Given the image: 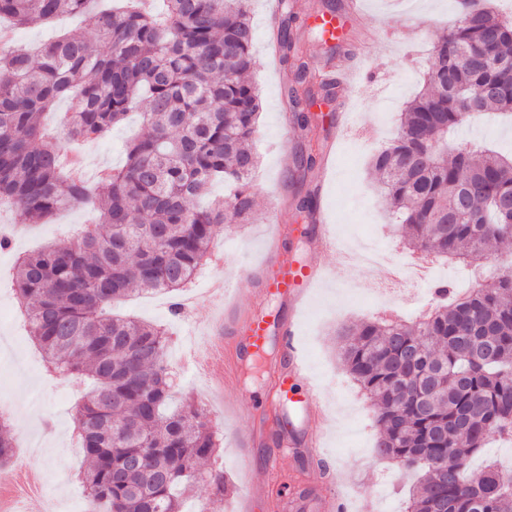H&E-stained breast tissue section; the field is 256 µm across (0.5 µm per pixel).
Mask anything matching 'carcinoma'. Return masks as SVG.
<instances>
[{"instance_id":"cac0c4a2","label":"carcinoma","mask_w":512,"mask_h":512,"mask_svg":"<svg viewBox=\"0 0 512 512\" xmlns=\"http://www.w3.org/2000/svg\"><path fill=\"white\" fill-rule=\"evenodd\" d=\"M93 0H0V21L48 24ZM118 0L95 12L83 37L31 53L0 52V205L46 220L79 206L86 185L64 171L65 150L101 138L139 110L123 167L97 194L98 221L18 259L12 289L47 371L90 384L76 433L80 480L96 512H183L202 482L223 501L221 440L206 410L173 402L166 330L107 313L134 291H180L211 255L224 223L251 224V150L261 98L249 0ZM501 0H457L456 24L434 44L424 89L395 137L372 156L395 223L411 251L476 263L512 241V157L473 144L448 149V132L487 114L512 118V12ZM269 40L289 72L283 96L302 134L316 97L337 82L313 71L279 0ZM68 100L65 132L42 116ZM227 193L197 206L211 182ZM294 221H314L312 199ZM414 322L363 320L341 331V362L375 402L374 448L420 473L407 512H512V470L471 458L492 434L512 438V273L459 295L445 286ZM15 438L0 418V464Z\"/></svg>"}]
</instances>
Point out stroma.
Returning <instances> with one entry per match:
<instances>
[{
    "instance_id": "1",
    "label": "stroma",
    "mask_w": 512,
    "mask_h": 512,
    "mask_svg": "<svg viewBox=\"0 0 512 512\" xmlns=\"http://www.w3.org/2000/svg\"><path fill=\"white\" fill-rule=\"evenodd\" d=\"M363 23H347L340 35L345 53L327 60L321 41L313 31L314 17L322 10V0H298L305 24L301 28L305 51L316 64H331L334 71L358 65L356 82L342 88L337 100L317 102L312 111L316 120L307 136L294 132L288 122V108L281 95L284 73L267 49L270 23L265 0H252L254 29L252 78L262 100L258 132L252 141L260 163L252 178L260 205L255 224L223 225L211 245L212 261L202 274L206 279L234 277L260 267L263 242L272 223L292 225V204L313 190H320L321 204L330 215L331 231L337 242L354 239L360 231L384 230L396 241L404 236L391 224L389 205L370 174L368 158L372 152L393 138L405 103L422 86V76L430 64L431 49L457 18L455 0H363ZM92 15L62 16L49 25H32L17 30L18 42L34 48L61 31L84 35L91 27ZM369 121L379 125L380 135L364 139L339 135L343 121ZM328 146L334 165L316 163L313 167L283 166L277 145L288 141L292 154L304 149L307 139ZM477 142L512 152V123L486 119L458 130L449 140L456 146ZM93 208L92 201L74 209L58 212L55 219L42 224L4 211L0 213V231L10 239L0 249V395L10 397L18 408V419L44 443L41 454L30 457L33 467L45 471L58 485L57 497L63 512H70L81 486L76 478L83 467L81 452L71 448L69 438L75 425L79 394L65 378L52 379L45 363L26 331L15 322L17 301L9 293L10 274L18 254L33 252L45 244L65 239L73 226L83 224ZM366 299L344 285L343 276L329 279L314 290L305 304L300 320V344L305 366L320 393L333 401V430L324 446L343 470L342 490L351 499V512H405V500L415 478L397 462L382 459L374 452L375 431H354L353 420L344 412V404L361 391L345 372L339 357L341 325L371 318ZM114 312L164 325L170 338L169 349L189 342L203 348L209 343L199 318L210 307L206 295H199L197 319L184 325L170 310L169 300H154L152 294L135 292L113 307ZM176 397H190L208 412L211 424L223 438L222 462L230 484H237L235 436L248 427L249 416L234 419L222 415L220 406L208 397L205 372L192 366L174 371Z\"/></svg>"
}]
</instances>
